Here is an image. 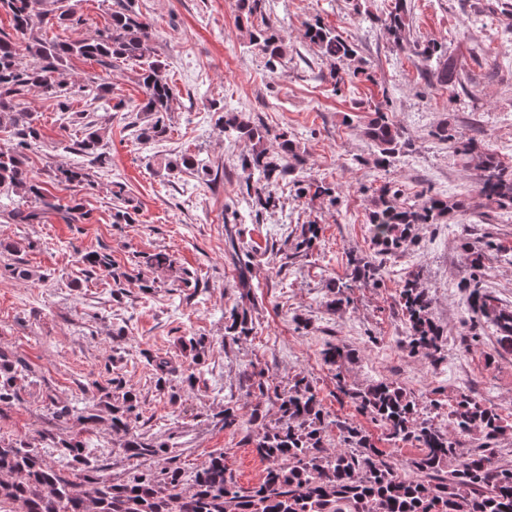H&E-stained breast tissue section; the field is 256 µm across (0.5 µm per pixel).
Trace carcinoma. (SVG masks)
Wrapping results in <instances>:
<instances>
[{
  "label": "carcinoma",
  "mask_w": 512,
  "mask_h": 512,
  "mask_svg": "<svg viewBox=\"0 0 512 512\" xmlns=\"http://www.w3.org/2000/svg\"><path fill=\"white\" fill-rule=\"evenodd\" d=\"M267 0H239L245 14L244 35L248 44L265 58L269 71H276L288 54V39L282 29L266 18ZM386 25L398 41L406 29L407 0H392ZM10 15L12 31L0 30V132L8 134L10 147L0 150V192L11 205L7 214L15 224H40L56 212L67 224H83L89 213L76 199L62 206L49 194L44 182L30 174L27 153L37 149L42 133L34 112L24 106L23 97L36 88L53 101L57 111H70V89L60 75L77 57L99 63L103 75L91 76L79 87L105 111H120L121 101L112 102V66L115 62L141 64L139 86L143 99L136 105L141 122L133 121L136 139L155 143L167 135L168 113L178 91L166 73V66L155 59L152 24L143 16L135 0H115L110 20L91 37L78 34L81 19L68 0H0V12ZM45 22L73 34L47 39L38 24ZM305 38L333 62L331 78L335 85L373 77L356 69L344 78L338 65L356 56V47L331 27L318 22L306 26ZM413 53L436 65L427 71L428 82L454 87L461 84L452 56L437 44L413 46ZM224 131L247 140L251 149L238 160L242 187L255 216L282 207L277 193L280 183L291 181L298 193L312 199L336 203V187L306 174L307 160L301 145L285 133L270 131L252 122L243 112L222 116ZM364 136L374 145L373 163L391 166L396 158L411 151L412 143L390 122L382 107L373 108L363 127ZM441 142L451 143L456 156L475 163L481 171L479 192L500 207L512 208V168L498 156L483 150L472 138L442 126L434 132ZM73 150L92 161L103 157V134L96 124L84 125L81 139ZM194 170L208 175V166L191 155L164 163V169ZM59 184L73 187L92 183L83 165L59 167L54 174ZM112 223H135L136 209L126 196L125 185L112 183ZM451 210L448 200L436 195L420 204L401 200L400 190L385 185L368 215L374 255H346L350 274L329 283L335 302H350L349 293L358 287L376 286L384 274V257L411 244L422 224H437ZM319 225H300L298 234L284 239L271 258L283 265L311 254ZM226 243L239 271L238 287L248 292L252 256L237 249L233 234ZM485 247L463 239L460 249L469 262V277L461 283L467 293L469 311L477 317L471 327L476 339L478 325L491 326L501 348L512 351V308L498 304L494 292L482 286L485 276ZM81 262L92 271L112 278L115 286L128 273L113 266L107 254L88 253ZM172 257L162 251L139 256L138 266L150 270L173 268ZM400 303L406 315L404 347L411 355H423L431 363L442 359L447 336L433 317V295L426 286L422 269H408L400 280ZM253 322L246 310L233 309L224 315V342L236 343L253 333ZM350 352L336 345L323 350V360L337 366ZM27 371L21 359L0 361V402L18 399L16 383ZM246 394L266 399L277 407V417L269 418L259 402L251 410L248 440L252 451L268 466L258 485L244 489L225 463L224 451L209 455L197 471L186 475L178 466L137 470L114 482L103 474L99 456L76 439L55 440L46 431L41 438L54 443L62 461L48 465L40 449L29 443L0 438V512H512V469L501 468L483 451L462 455L448 431L421 416L419 401L395 382L377 381L354 389L337 378V390L350 398L357 411L382 430L391 445L415 443L420 453L410 459L412 474L398 472L391 455L377 446L372 435L359 423L330 418L324 411L315 385L301 377L288 386L275 385L259 371L241 374ZM137 394L126 391L122 401L110 410L112 433L120 441L119 451L138 462L172 453L138 433L132 418L138 416ZM224 428L237 429V404L224 402ZM453 430L470 434L477 431L487 440L501 430L498 411L468 395L461 396L452 411ZM336 431L337 449H328L331 431Z\"/></svg>",
  "instance_id": "1"
}]
</instances>
